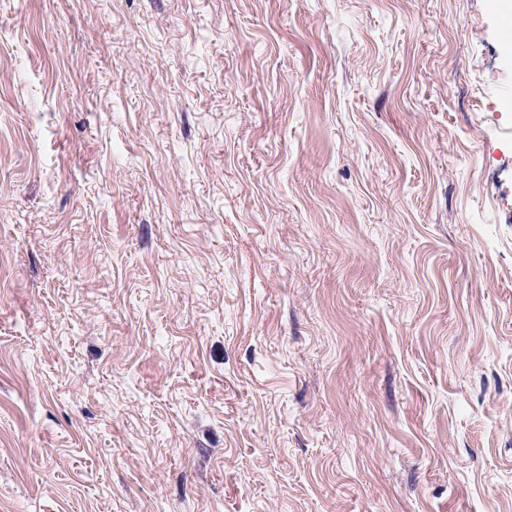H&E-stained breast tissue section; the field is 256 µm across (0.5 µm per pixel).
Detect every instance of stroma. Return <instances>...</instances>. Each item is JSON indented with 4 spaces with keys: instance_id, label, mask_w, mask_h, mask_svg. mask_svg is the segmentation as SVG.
Wrapping results in <instances>:
<instances>
[{
    "instance_id": "obj_1",
    "label": "stroma",
    "mask_w": 512,
    "mask_h": 512,
    "mask_svg": "<svg viewBox=\"0 0 512 512\" xmlns=\"http://www.w3.org/2000/svg\"><path fill=\"white\" fill-rule=\"evenodd\" d=\"M500 0H0V512H512Z\"/></svg>"
}]
</instances>
